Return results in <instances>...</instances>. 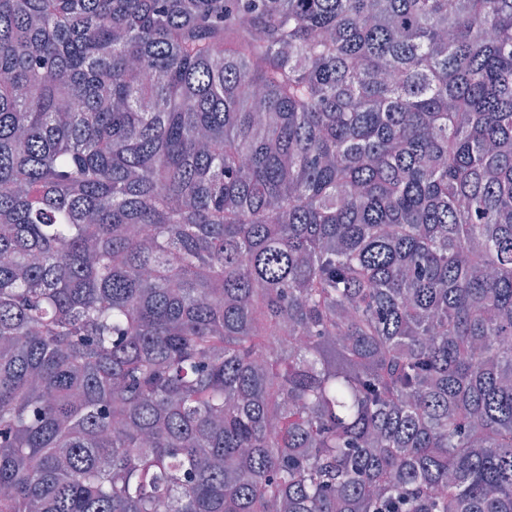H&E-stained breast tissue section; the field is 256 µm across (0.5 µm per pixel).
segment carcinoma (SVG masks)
Segmentation results:
<instances>
[{
  "label": "carcinoma",
  "instance_id": "1",
  "mask_svg": "<svg viewBox=\"0 0 512 512\" xmlns=\"http://www.w3.org/2000/svg\"><path fill=\"white\" fill-rule=\"evenodd\" d=\"M0 512H512V0H0Z\"/></svg>",
  "mask_w": 512,
  "mask_h": 512
}]
</instances>
